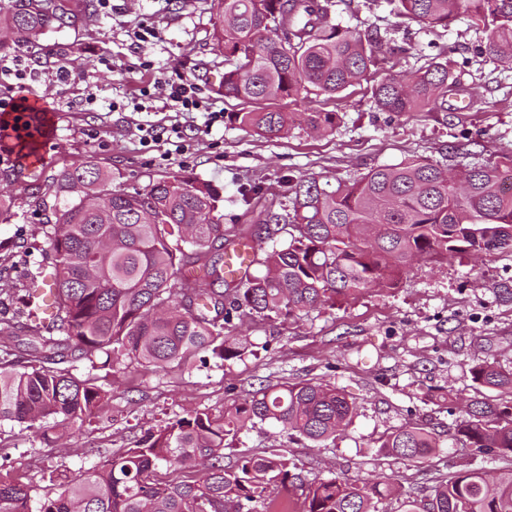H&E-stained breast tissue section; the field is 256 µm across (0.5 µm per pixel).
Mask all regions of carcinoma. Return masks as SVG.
<instances>
[{"mask_svg": "<svg viewBox=\"0 0 512 512\" xmlns=\"http://www.w3.org/2000/svg\"><path fill=\"white\" fill-rule=\"evenodd\" d=\"M398 18L448 29L460 9L483 28L484 61L512 69V0H387ZM214 37L224 46V97L243 109L230 123L263 137L299 124L316 133L335 127L334 112H284L267 104L297 102L315 91L334 102L378 65V33L332 22V0H214ZM93 0H8L0 29L38 45L50 31L75 26ZM461 86L448 61H430L372 90L380 112H425L448 122V88ZM93 161L51 178L53 219L38 273L54 314L47 324L0 315V334L29 336L24 358L0 343V421L49 439L82 424L111 394L92 372L122 365L162 371L207 352L242 358L251 343L234 330L253 320L298 318L369 288H391L421 256L512 254V155L475 164L457 190L442 166L412 159L378 166L326 192L304 178L291 204H263L254 224H223L220 195L210 184L174 172L147 186L111 187ZM275 225L283 243L253 263L262 274L224 275V256L254 245ZM472 381L505 395L474 399L455 421L454 439L502 457L512 455V370L487 361ZM354 400L327 381L262 387L215 418L193 410L132 446L67 476L59 490L38 491L0 472V512H376L392 495L381 479L306 481L278 455L225 461L243 431L271 423L317 447L333 440L356 413ZM387 453L416 458L439 442L412 423L381 439ZM277 487L287 498H269ZM402 512H512V466L496 476L480 469L448 476Z\"/></svg>", "mask_w": 512, "mask_h": 512, "instance_id": "carcinoma-1", "label": "carcinoma"}]
</instances>
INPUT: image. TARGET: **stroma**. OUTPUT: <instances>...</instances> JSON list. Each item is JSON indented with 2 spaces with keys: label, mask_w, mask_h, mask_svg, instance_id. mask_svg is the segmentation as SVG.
I'll return each instance as SVG.
<instances>
[{
  "label": "stroma",
  "mask_w": 512,
  "mask_h": 512,
  "mask_svg": "<svg viewBox=\"0 0 512 512\" xmlns=\"http://www.w3.org/2000/svg\"><path fill=\"white\" fill-rule=\"evenodd\" d=\"M149 19L158 38L132 50L133 32ZM335 21L359 30H378L384 38L410 37L412 57L388 59L368 81L349 88L341 103L308 94L294 111L332 112L336 126L320 136L302 126L274 138L259 137L231 123L201 132L202 114L187 123L196 127L186 153L170 152L168 144L142 146L144 129L162 132L176 120L163 108L154 87L176 67L198 84L206 102L227 112L235 100L221 89L224 53L213 37V0H112L111 9H96L93 19L74 28L42 36L36 48L7 42L0 58L18 53L39 59L38 82L14 89L29 105L23 120L31 137L14 152L0 150V171L15 174L5 191L15 199L16 215L0 224V290L33 287V263L24 262L16 243L45 248L40 227L47 208L35 206L28 186L46 185L52 175L85 160L94 161L112 177L116 188L144 187L181 171L216 188L225 222L252 223L261 209L252 186L266 198L286 199L293 179L315 178L326 190L349 182L371 168L428 158L457 172L470 165L472 147L485 160L512 155V70L474 57L484 37L468 13H459L448 30L428 29L390 15L385 0H338ZM446 52L469 99L466 110L449 107L447 122L422 112L400 116L375 111L374 84L384 77L422 65L427 57ZM152 69L143 70L142 61ZM80 73L70 85L58 84L59 68ZM155 101L138 111L142 89ZM94 103H87V96ZM41 165L28 171L33 156ZM512 285V254L477 262L470 257L446 261L422 258L392 290L369 289L356 299L315 310L288 321H263L240 329L251 351L239 360L192 361L155 372L126 369L98 371L99 385L112 398L81 428L70 431L59 448L33 437L21 426L0 422V447L22 482L54 490L60 475L91 468L100 457L129 447L148 428L193 409L223 414L227 405L247 393L285 380H325L354 398L357 413L351 425L327 447L281 433L262 423L241 434L235 456L258 452L284 456L291 472L306 480L334 476L371 479L384 476L396 488L377 512H399L400 498L435 486L449 474L468 468L488 471L504 466L497 456L483 455L452 438L460 415L459 400L475 396L470 368L488 360L512 369V302L495 290ZM407 423L434 432L442 447L436 453L403 459L387 455L379 440Z\"/></svg>",
  "instance_id": "35a3bbf8"
}]
</instances>
